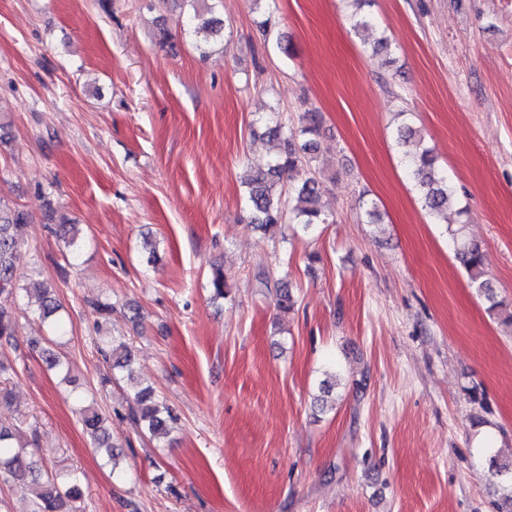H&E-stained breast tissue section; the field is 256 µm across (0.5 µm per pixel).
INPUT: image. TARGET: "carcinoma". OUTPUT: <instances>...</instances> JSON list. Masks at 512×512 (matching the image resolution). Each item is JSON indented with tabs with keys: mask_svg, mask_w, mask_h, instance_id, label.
<instances>
[{
	"mask_svg": "<svg viewBox=\"0 0 512 512\" xmlns=\"http://www.w3.org/2000/svg\"><path fill=\"white\" fill-rule=\"evenodd\" d=\"M192 8V14L185 18L183 30L204 43L222 35V20L207 16L211 8L203 5L204 0H185ZM318 132V119L315 113L307 112L299 127L282 130L277 123L269 133L280 137L279 150L272 158L267 170L251 174L246 179V202L251 212V223L263 231L276 228L290 220L302 225L307 231L316 224L327 223V217L318 207V183L312 173V157L316 145L312 136ZM404 166L419 195L422 208L433 216L448 212V201L453 195V185L448 180L433 150L422 142L404 153ZM307 171L297 184H289L288 192L278 186L282 179L291 181L294 175ZM294 200L293 207H287L283 195ZM28 220V213L0 200V293H9L18 288V267L21 260V239L19 232ZM465 225L458 224L449 229L456 243V257L465 267L471 287L483 296L488 303V311L497 314L502 302L490 281L485 278L486 256L481 246L464 235ZM29 299L34 301L40 319L52 329L57 328L60 304L49 288L26 289ZM277 309L282 313L293 310L295 301L287 284L275 282ZM104 314V325L100 332L101 352L104 361L112 369H118L128 379H134V361L125 343L113 336L112 306L99 305ZM16 333V319L12 312L0 305V339L10 340ZM82 429L90 439L92 448L102 451L108 461L114 463L119 456L112 444L105 426L104 417L92 407L79 408ZM128 418L136 431L152 437L167 434L166 424L172 418L169 406L161 401L150 387L134 391L132 403L128 407ZM18 429L0 426V480L32 495L29 512H79L78 503L82 491L72 472L57 473L44 478V472L35 459V452L24 445H16ZM492 477L496 482L507 485L508 494L503 501H493L495 512H512V458L502 460L490 458Z\"/></svg>",
	"mask_w": 512,
	"mask_h": 512,
	"instance_id": "obj_1",
	"label": "carcinoma"
}]
</instances>
